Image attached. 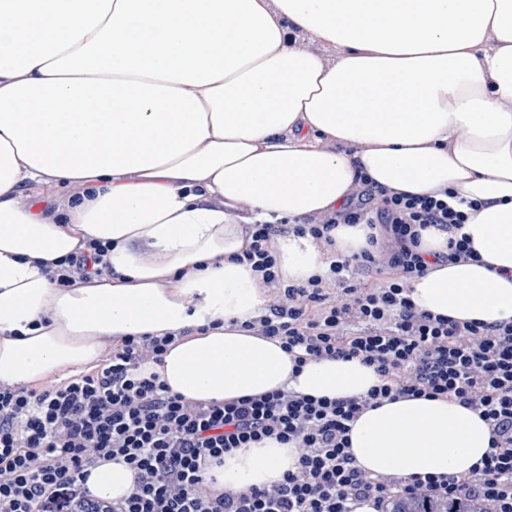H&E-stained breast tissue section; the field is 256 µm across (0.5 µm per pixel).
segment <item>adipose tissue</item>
<instances>
[{"label":"adipose tissue","mask_w":512,"mask_h":512,"mask_svg":"<svg viewBox=\"0 0 512 512\" xmlns=\"http://www.w3.org/2000/svg\"><path fill=\"white\" fill-rule=\"evenodd\" d=\"M320 52L303 47V40ZM476 204L462 229L429 225L422 247L463 233L479 257L430 264L409 296L459 321L512 322V0H0V382L64 379L105 341L173 333L148 364L202 402L290 389L361 396L358 359L294 372L279 342L245 331L271 297L235 262L246 225L342 208L361 175ZM80 186L38 208L28 184ZM341 224L334 246L276 233L279 276H327L368 246ZM109 244L91 281L61 288L39 267ZM370 474H468L489 425L455 401L398 398L349 433ZM269 439L214 468L227 490L295 469ZM99 496L135 489L125 464L92 469Z\"/></svg>","instance_id":"ef3b65f1"}]
</instances>
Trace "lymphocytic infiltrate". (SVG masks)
I'll list each match as a JSON object with an SVG mask.
<instances>
[{
	"mask_svg": "<svg viewBox=\"0 0 512 512\" xmlns=\"http://www.w3.org/2000/svg\"><path fill=\"white\" fill-rule=\"evenodd\" d=\"M372 209L350 203L321 216L297 217L296 233L331 240L341 224L379 228L370 249L337 257L327 277L282 283L270 240L273 224L249 225L239 261L251 263L273 292L269 309L245 322L280 341L296 367L321 359H360L381 382L365 396L313 398L281 389L202 403L185 399L145 373L160 362L173 334L125 338L93 372L44 388L0 384V512H356L372 502L391 512L397 499L461 497L482 512H512V323L460 322L419 310L409 284L428 256L420 231L459 226L465 212L437 195L415 196L364 182ZM107 251L89 241L80 253L44 263L57 286L91 279ZM375 274L374 283L350 275ZM336 290L328 292L325 281ZM448 398L491 427V449L465 476L380 477L357 468L348 451L351 423L366 409L400 397ZM267 439L300 451L296 470L268 488L224 491L207 472L225 454ZM124 460L135 491L121 500L86 485L99 462Z\"/></svg>",
	"mask_w": 512,
	"mask_h": 512,
	"instance_id": "obj_1",
	"label": "lymphocytic infiltrate"
}]
</instances>
